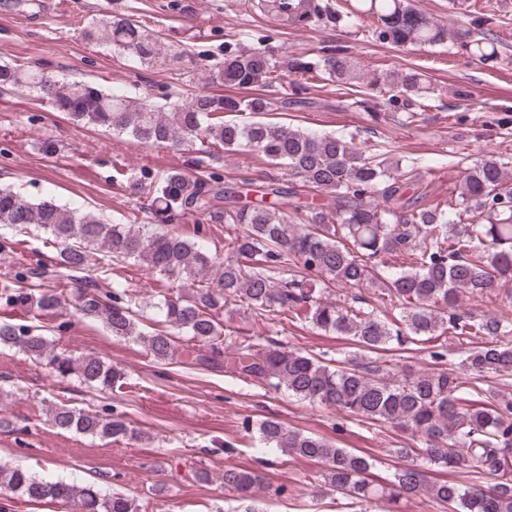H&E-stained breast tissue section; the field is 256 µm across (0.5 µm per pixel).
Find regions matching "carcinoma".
I'll list each match as a JSON object with an SVG mask.
<instances>
[{"label": "carcinoma", "instance_id": "1", "mask_svg": "<svg viewBox=\"0 0 512 512\" xmlns=\"http://www.w3.org/2000/svg\"><path fill=\"white\" fill-rule=\"evenodd\" d=\"M356 16L370 18L372 39L393 47L436 45L450 40L480 61L499 58V0H483L476 28L448 30L410 0H357ZM84 38L140 63L158 58L160 33L121 14H107L83 30ZM320 72L322 80L356 95L355 103L375 120L388 94L409 110L414 99L433 92L416 69L375 74L365 85L357 64L345 51L307 59L224 41V59L207 70V82L246 92L192 93L156 104L127 91H105L85 81L58 79L27 62L0 64V86L25 88L52 101L60 112L87 126L126 134L138 143L186 147L196 173L113 168L112 181L130 193L144 194L140 207L161 227L147 231L139 215L128 224H111L90 209L72 208L51 196L39 200L10 186L0 187V229L9 244L38 229L43 245L56 251L55 264L77 272L97 260L142 264L158 277L173 276L192 288L188 297L157 292L167 329L146 332L139 325L140 298L133 281L100 294L89 288L76 302L82 317L101 323L112 335L133 338L158 362L173 361L178 334L187 333L213 353L232 351L226 368L244 381L317 405L336 407L369 425L389 423L412 431L419 444L396 454L412 463L395 467L380 484L372 479L373 459L363 451L338 448L324 438L288 430L274 419L256 432L267 448L321 460L326 480L337 493L374 512L377 503L425 495L448 512H512V322L458 310L460 293H490L512 284V170L486 157L461 174L454 204L408 205L411 180L395 173L384 153H368L354 138L305 131L257 119L272 111L257 93L277 80ZM229 152H248L269 166L284 168L299 181L282 187L276 179L226 186L205 174ZM193 219L192 233L182 222ZM224 225V263L204 246V224ZM409 263L392 270L391 257ZM368 286L373 298L332 300L321 291ZM63 292L35 283L30 275L0 276V307L25 314L57 310ZM238 305L257 317L288 314L295 325L348 338L355 352L326 360L269 341L254 350L252 338L224 331V306ZM463 338L468 349L462 371L448 368L439 339ZM422 344L434 359L429 371H414L403 352ZM0 345L17 347L46 361L50 373L76 375L92 389L117 397L127 382L112 363L97 356L56 352L53 343L23 323L0 320ZM496 387L483 389L461 372ZM51 426L109 439L132 438L136 431L122 417L77 408L63 399L49 405ZM431 471L456 477L430 479ZM224 486L247 502L240 512H260L252 498L262 477L226 466ZM21 493L31 500H61L79 512H137L132 498L103 495L89 486L46 481L22 468L0 465V493Z\"/></svg>", "mask_w": 512, "mask_h": 512}]
</instances>
